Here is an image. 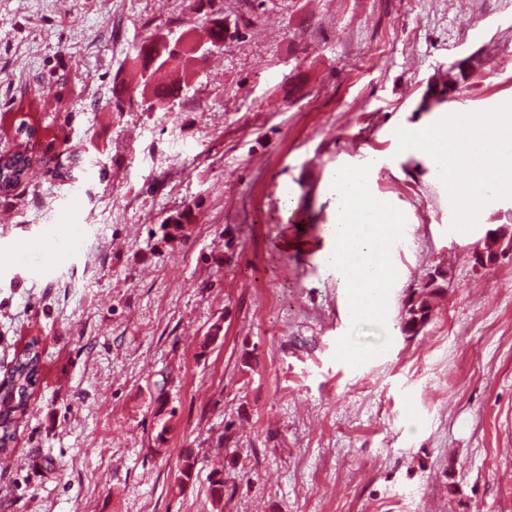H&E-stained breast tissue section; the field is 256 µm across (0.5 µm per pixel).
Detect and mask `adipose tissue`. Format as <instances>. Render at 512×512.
Returning <instances> with one entry per match:
<instances>
[{
    "label": "adipose tissue",
    "instance_id": "1",
    "mask_svg": "<svg viewBox=\"0 0 512 512\" xmlns=\"http://www.w3.org/2000/svg\"><path fill=\"white\" fill-rule=\"evenodd\" d=\"M423 143L434 144L448 167V186L454 193L464 195L473 187L483 195L512 191V167L498 160L502 144H512V114L480 118L459 112L450 124L402 131L403 150H415ZM330 192L336 222L328 227L334 247L326 254L325 264L348 289L353 314L368 316L380 310L383 290L394 275L375 256L385 250L397 230V220L352 170L337 171ZM366 218L375 224L374 233L363 231L361 222Z\"/></svg>",
    "mask_w": 512,
    "mask_h": 512
}]
</instances>
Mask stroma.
Returning a JSON list of instances; mask_svg holds the SVG:
<instances>
[{"mask_svg":"<svg viewBox=\"0 0 512 512\" xmlns=\"http://www.w3.org/2000/svg\"><path fill=\"white\" fill-rule=\"evenodd\" d=\"M222 2L232 38L167 113L131 60L172 26L203 41L199 0H0V152L24 117L81 161L0 196V373L42 347L0 512H512V256L473 261L512 193L464 211L399 142L463 101L512 113V0ZM341 167L398 218L397 276L361 318L324 264ZM73 224L61 253L47 231ZM438 268L431 321L403 334Z\"/></svg>","mask_w":512,"mask_h":512,"instance_id":"obj_1","label":"stroma"}]
</instances>
